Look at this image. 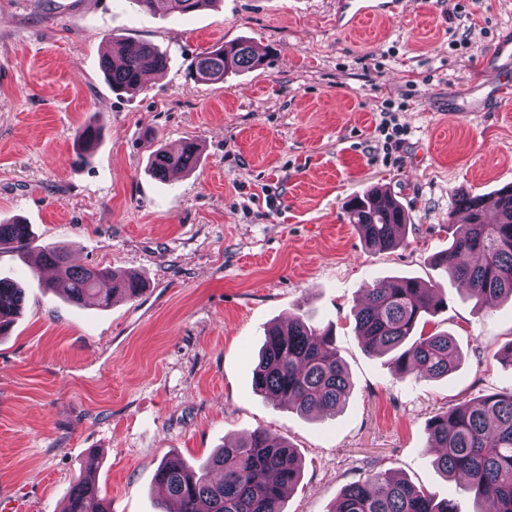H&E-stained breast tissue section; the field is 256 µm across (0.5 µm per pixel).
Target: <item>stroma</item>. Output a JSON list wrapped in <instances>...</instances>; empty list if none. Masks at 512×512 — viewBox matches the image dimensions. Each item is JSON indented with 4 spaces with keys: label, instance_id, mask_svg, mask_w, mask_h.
<instances>
[{
    "label": "stroma",
    "instance_id": "obj_1",
    "mask_svg": "<svg viewBox=\"0 0 512 512\" xmlns=\"http://www.w3.org/2000/svg\"><path fill=\"white\" fill-rule=\"evenodd\" d=\"M463 4L465 16L455 15ZM114 38L152 43L165 69L113 93ZM512 40V0H403L399 18L336 27V0H217L187 15L129 0H0V221L72 263L134 270L136 299L75 305L47 288L35 255L0 250V277L24 290L0 336V512H63L92 477L112 512H156L167 455L195 466L257 429L300 455L285 512H328L341 489L394 471L435 498L472 499L433 464L427 425L458 403L512 390V302L476 307L435 268L464 191L512 184V105L485 102L479 61ZM246 40L261 66L203 83L190 62ZM408 134L392 153L375 131L384 101ZM99 122L89 161L78 131ZM199 144L196 168L157 179L153 151ZM379 187L405 208L404 242L379 251L346 203ZM396 276L440 286L429 330L450 333L460 366L401 381L367 354L353 309ZM333 325L352 388L307 418L252 391L270 323Z\"/></svg>",
    "mask_w": 512,
    "mask_h": 512
}]
</instances>
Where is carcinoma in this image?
<instances>
[{
	"label": "carcinoma",
	"instance_id": "carcinoma-1",
	"mask_svg": "<svg viewBox=\"0 0 512 512\" xmlns=\"http://www.w3.org/2000/svg\"><path fill=\"white\" fill-rule=\"evenodd\" d=\"M129 2L151 12L184 15L216 0ZM261 63L249 42L239 41L199 53L191 74L199 81H217L229 72ZM165 65L166 58L155 46L133 39L112 42V55L102 60L112 90L125 92L142 89L144 73ZM99 137L96 125L81 131L79 159H89V150ZM197 159V144L188 142L176 154L154 151L152 169L163 179L175 168L192 170ZM454 208L467 213V223L455 227L448 249L435 256V263L467 282L470 296L486 304L512 299V186L489 197L462 193ZM346 214L368 246L383 251L401 244L407 213L387 191L377 187L353 197ZM2 245L29 251V225L0 222ZM38 259L60 271L48 287L74 304L95 294L98 305L107 307L116 296L133 299L144 291L137 273L73 264L56 247L43 248ZM103 281L112 282V290L104 294L98 291ZM23 305V289L0 278V328L13 325ZM444 305L436 285L394 277L367 289L363 303L354 310L355 329L366 352L392 354L390 365L398 378L444 377L458 366L457 346L445 333L425 331L430 317ZM252 389L303 415L336 411L346 401L351 382L332 329L300 317L286 327L267 328ZM428 442L434 452L433 464L458 480L459 489L477 504L475 512H484L480 504L486 501L494 504L492 512H512V391L475 397L436 414L428 424ZM301 470L300 458L284 436L257 429L220 448L196 468L178 455L167 456L155 472V482L179 503V512H284V499L299 482ZM65 512L110 509L95 483L84 477L71 487ZM329 512H457V508L450 499L438 502L423 488L379 471L344 487Z\"/></svg>",
	"mask_w": 512,
	"mask_h": 512
}]
</instances>
